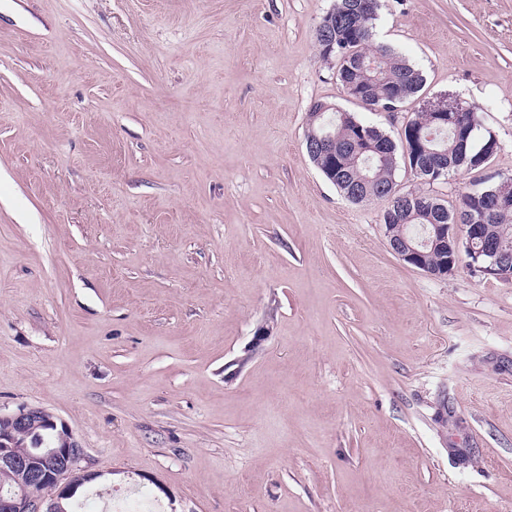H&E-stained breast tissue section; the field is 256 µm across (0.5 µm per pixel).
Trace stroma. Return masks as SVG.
<instances>
[{"label": "stroma", "instance_id": "35a3bbf8", "mask_svg": "<svg viewBox=\"0 0 512 512\" xmlns=\"http://www.w3.org/2000/svg\"><path fill=\"white\" fill-rule=\"evenodd\" d=\"M335 0H0V413L42 407L95 472L83 512H512V281L393 254L311 162L318 100L400 139L424 104L512 177V0H381L423 74L348 98Z\"/></svg>", "mask_w": 512, "mask_h": 512}]
</instances>
